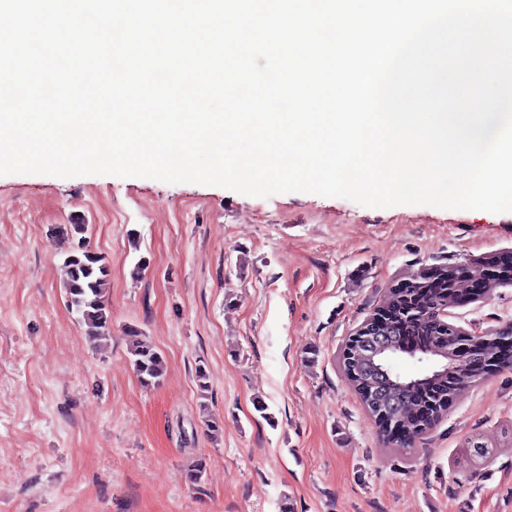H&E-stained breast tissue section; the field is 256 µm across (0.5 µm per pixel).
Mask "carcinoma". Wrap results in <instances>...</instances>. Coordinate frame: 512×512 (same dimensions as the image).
Listing matches in <instances>:
<instances>
[{
  "label": "carcinoma",
  "mask_w": 512,
  "mask_h": 512,
  "mask_svg": "<svg viewBox=\"0 0 512 512\" xmlns=\"http://www.w3.org/2000/svg\"><path fill=\"white\" fill-rule=\"evenodd\" d=\"M86 224H62L55 232L74 241V247L64 261V289L68 308L78 315L87 327V335L94 340H102L110 335L112 311L106 288L110 270L105 257L94 252L88 244ZM484 263L494 267L485 294L496 286L512 285V270L495 267V257L484 259ZM468 263H454L423 269L411 278L414 286L410 291L390 290L383 307L389 314L388 327L390 340L397 346L385 358L371 362L364 358L363 376L351 379L356 391L371 416H377L376 409L364 396L369 389L385 403L390 394L401 396L392 415L377 422L384 443L397 448H409L429 427L448 410L449 402L461 391L475 386L483 375L479 370L491 367L495 370H512L509 364L494 363L492 359L498 349L497 340L509 336L502 330L486 336V340L467 354L456 357L443 354L452 347L450 340L459 338L458 327L448 323V331L442 333L429 318L431 311L443 306L450 307L468 302V299L455 293L453 284L466 277ZM129 354L133 369L144 387L158 384L166 369L162 352L150 342L139 338L137 330H127ZM407 356L420 363L436 362L439 370L428 371L421 377L411 378L396 372L393 361ZM206 472V461L195 456L185 469L186 479L194 484L201 483Z\"/></svg>",
  "instance_id": "obj_1"
}]
</instances>
